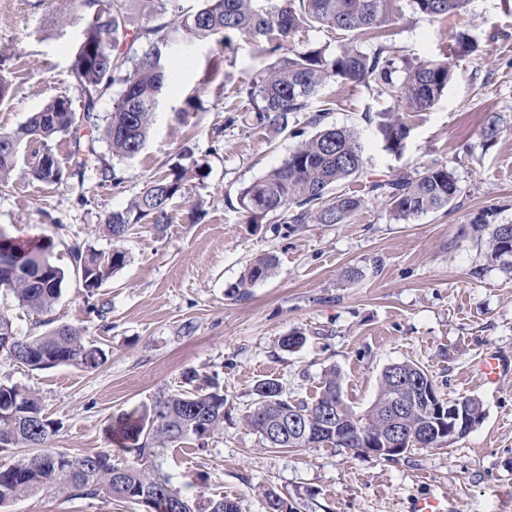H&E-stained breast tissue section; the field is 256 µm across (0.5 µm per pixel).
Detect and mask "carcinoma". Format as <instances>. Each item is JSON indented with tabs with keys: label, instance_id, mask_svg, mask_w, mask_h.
I'll return each instance as SVG.
<instances>
[{
	"label": "carcinoma",
	"instance_id": "1",
	"mask_svg": "<svg viewBox=\"0 0 512 512\" xmlns=\"http://www.w3.org/2000/svg\"><path fill=\"white\" fill-rule=\"evenodd\" d=\"M468 0H203L193 12H184L177 0H114L112 8L101 0H80L90 17L73 64L77 86L84 97V119L89 130L99 128L97 102L114 83L123 85L112 112L106 118L104 134L112 155L124 159L137 155L144 146L153 121L157 99L169 73L162 63L164 49L193 40H209L222 46L228 34L238 33L265 42V51L277 56L268 68L249 83L244 111L259 121L283 128L288 114L308 112L311 100L321 86L331 80L350 83L380 82L400 107L397 112L378 113L376 129L385 148L399 153L405 146L410 127L403 113L427 112L448 88L452 78L447 60L423 59L404 69L398 82L392 79L389 48L379 45L369 55L359 49L362 41L380 40L389 32L405 8L426 15L442 24L463 12ZM319 26L343 35L334 52L321 47L292 45L303 27ZM456 60L478 50L476 39L466 29L453 28ZM328 109L315 111L312 123L322 125ZM70 98L61 96L10 133H0V186L16 167L19 146L37 142L42 152L32 167V175L45 183L60 184L88 169H101L103 178L117 180L114 169L101 164L93 148L81 149V134L73 126ZM501 118L492 113L482 129L485 141L496 140ZM72 136L70 166L59 165L51 142L60 135ZM365 144L354 128L322 125L302 142L279 167L241 190L240 208L251 222L269 213L287 212L291 223L344 224L365 203V197L348 192L343 186L364 174ZM188 170L173 167L164 177L152 181L125 209L114 211L105 221L104 232L116 246L107 253L70 247L74 270L88 296L126 262V253L117 246L136 224L161 228L171 223L170 205L181 192ZM368 194L381 197L396 220L435 213L448 208L457 192V180L448 165L433 163L415 174L368 182ZM488 257L512 270V235L497 232L487 241ZM49 245L40 239L20 242L0 234V282L8 281V292L17 305L33 314L52 309L62 292L64 271L47 257ZM273 262L259 258L249 264L237 287L249 288L271 275ZM105 351L85 339L70 324H58L36 336H22L12 320L0 313V363L17 362L33 370L67 365L83 371L98 368ZM394 367L381 376L371 411L354 410L345 400L336 370L325 373L318 397L308 403L290 400L275 378L256 381L255 407L244 422L261 434L271 449L358 448L362 433L378 434L386 420L381 407L392 398ZM399 370L419 381L417 403L407 415L412 430L433 435L438 417L432 406L441 399L435 380L413 362L400 363ZM466 420H483V404L476 398H462ZM224 391L217 382L206 387L163 394L149 405L125 411L112 418L109 439L131 462H118L110 448L91 450L74 457L48 447L59 423L43 410L39 397L16 383L0 382V442L14 449L34 448L11 466L0 468V512L19 497L53 489L69 490L78 496L118 497L146 505L150 512H168L175 504L178 512H196L170 479L159 472L153 457L159 449L193 437L202 442L224 430ZM311 416L316 437L308 442L278 441L264 435L265 421L282 412ZM206 512H240L238 503L228 497L208 502Z\"/></svg>",
	"mask_w": 512,
	"mask_h": 512
}]
</instances>
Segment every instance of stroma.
<instances>
[{
	"mask_svg": "<svg viewBox=\"0 0 512 512\" xmlns=\"http://www.w3.org/2000/svg\"><path fill=\"white\" fill-rule=\"evenodd\" d=\"M88 17L78 0L58 13L53 0H0V73L10 83L0 102V133L24 124L53 99L72 101L83 126V97L73 71ZM461 21L480 50L457 62L447 90L426 112L409 114L401 154L389 153L374 119L392 104L377 83L332 81L312 106L325 124L358 129L367 145L364 179L348 184L362 209L343 224H293L287 214L249 223L241 189L279 167L314 129L308 115L287 128L230 122L241 88L273 62L262 45L234 36L216 53L191 41L164 59L170 74L143 150L113 157L105 138L95 148L117 174L98 171L63 184L35 180L38 143L21 145L17 168L0 187V232L50 240V259L65 272L50 313L80 328L107 355L92 371L61 365L34 370L0 364V381L35 391L61 428L53 447L79 456L109 447L112 416L188 389L190 376L218 378L224 430L160 449L161 471L193 499H236L241 512H266L272 490L298 512H417L425 499L443 512H512V376L484 382L486 353L512 356V273L486 254L484 208L512 224V0H470ZM393 80L405 63L453 57L452 32L425 15L406 13L392 29ZM498 114L503 131L485 143L484 120ZM453 168L457 193L448 209L394 220L372 180L414 173L430 163ZM189 170L172 202L171 224H139L122 247L125 265L87 295L69 253L72 243L107 253V215L127 207L172 166ZM275 261L272 275L240 293L251 259ZM104 305V314L89 304ZM300 333L303 345L284 349ZM409 361L426 368L446 399L476 398L481 425L452 446L416 448L388 460L331 446L264 450L241 417L253 408V385L278 379L288 397L310 402L327 370H336L355 410L375 399L384 369ZM10 512H146L144 505L51 490L17 499Z\"/></svg>",
	"mask_w": 512,
	"mask_h": 512,
	"instance_id": "35a3bbf8",
	"label": "stroma"
}]
</instances>
